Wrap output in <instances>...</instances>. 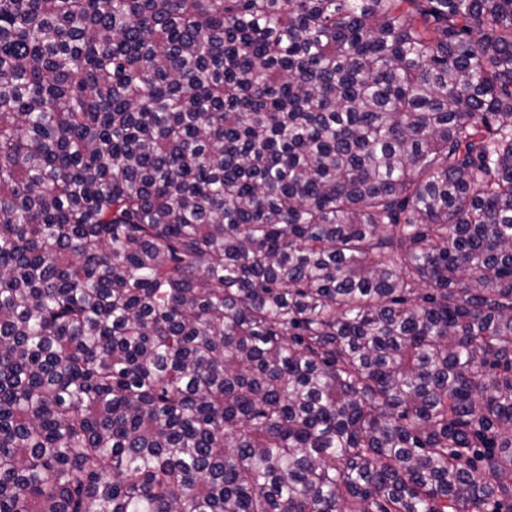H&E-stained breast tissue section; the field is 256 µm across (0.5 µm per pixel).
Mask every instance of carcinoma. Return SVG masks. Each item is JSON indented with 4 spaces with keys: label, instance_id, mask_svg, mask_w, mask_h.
I'll use <instances>...</instances> for the list:
<instances>
[{
    "label": "carcinoma",
    "instance_id": "1",
    "mask_svg": "<svg viewBox=\"0 0 512 512\" xmlns=\"http://www.w3.org/2000/svg\"><path fill=\"white\" fill-rule=\"evenodd\" d=\"M0 512H512V0H0Z\"/></svg>",
    "mask_w": 512,
    "mask_h": 512
}]
</instances>
